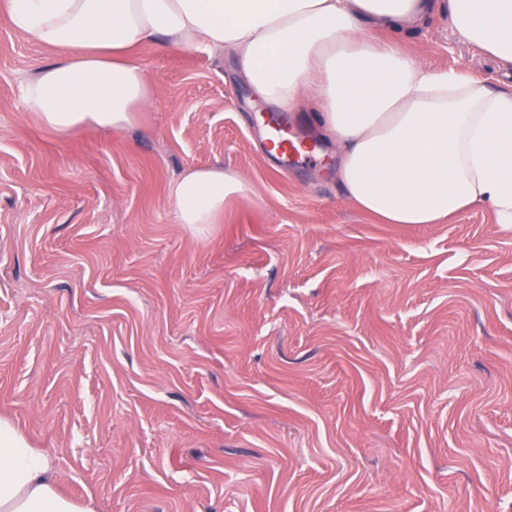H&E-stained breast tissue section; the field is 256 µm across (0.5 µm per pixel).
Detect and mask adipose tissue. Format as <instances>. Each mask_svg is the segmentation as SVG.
I'll list each match as a JSON object with an SVG mask.
<instances>
[{
	"label": "adipose tissue",
	"instance_id": "1",
	"mask_svg": "<svg viewBox=\"0 0 512 512\" xmlns=\"http://www.w3.org/2000/svg\"><path fill=\"white\" fill-rule=\"evenodd\" d=\"M441 9L512 66V0H8V21L56 53L21 86L26 111L55 134L138 125L156 89L130 57L137 45L229 49L264 104H313L355 206L387 224H439L483 206L512 226V89L430 71L398 46ZM368 24L386 38L367 36ZM246 190L235 172L201 168L172 184L171 200L179 223L215 224ZM50 472L0 419V512H92Z\"/></svg>",
	"mask_w": 512,
	"mask_h": 512
}]
</instances>
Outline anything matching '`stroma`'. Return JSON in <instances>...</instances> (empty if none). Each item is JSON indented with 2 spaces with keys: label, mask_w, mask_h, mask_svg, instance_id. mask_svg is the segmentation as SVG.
<instances>
[{
  "label": "stroma",
  "mask_w": 512,
  "mask_h": 512,
  "mask_svg": "<svg viewBox=\"0 0 512 512\" xmlns=\"http://www.w3.org/2000/svg\"><path fill=\"white\" fill-rule=\"evenodd\" d=\"M401 51L512 87L447 16ZM0 0V417L93 512H512V228L383 224L269 154L235 59L136 48L140 123L59 136ZM239 173L216 224L185 172ZM244 179L220 167L187 171L171 186V200L182 224H216L227 200L243 195Z\"/></svg>",
  "instance_id": "35a3bbf8"
}]
</instances>
